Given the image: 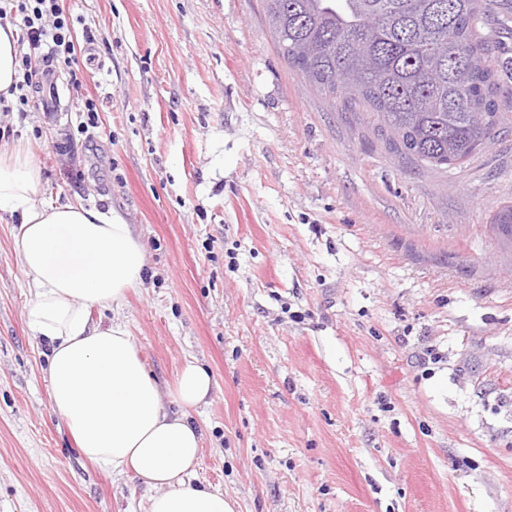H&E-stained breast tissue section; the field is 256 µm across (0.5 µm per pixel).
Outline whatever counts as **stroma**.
Wrapping results in <instances>:
<instances>
[{
  "label": "stroma",
  "mask_w": 512,
  "mask_h": 512,
  "mask_svg": "<svg viewBox=\"0 0 512 512\" xmlns=\"http://www.w3.org/2000/svg\"><path fill=\"white\" fill-rule=\"evenodd\" d=\"M63 6L82 82L60 69L56 112L26 87L0 145L28 143L46 198L133 224L145 285L101 318L160 384L190 355L210 369L200 481L237 512H512V246L489 229L512 106L432 171L289 67L263 0ZM19 222L0 213V512H146L50 408Z\"/></svg>",
  "instance_id": "1"
}]
</instances>
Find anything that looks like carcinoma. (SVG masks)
I'll use <instances>...</instances> for the list:
<instances>
[{
    "label": "carcinoma",
    "instance_id": "cac0c4a2",
    "mask_svg": "<svg viewBox=\"0 0 512 512\" xmlns=\"http://www.w3.org/2000/svg\"><path fill=\"white\" fill-rule=\"evenodd\" d=\"M483 0H265L288 63L323 95L377 115L401 154L432 167L458 164L502 125ZM512 243V205L491 221Z\"/></svg>",
    "mask_w": 512,
    "mask_h": 512
}]
</instances>
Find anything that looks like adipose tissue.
Masks as SVG:
<instances>
[{
    "mask_svg": "<svg viewBox=\"0 0 512 512\" xmlns=\"http://www.w3.org/2000/svg\"><path fill=\"white\" fill-rule=\"evenodd\" d=\"M0 212L21 217L16 262L31 301L27 324L45 344L50 408L89 461L152 489L149 512H236L237 503L197 478L203 434L193 410L214 388L197 358H186L162 391L127 325L93 311H117L142 287L146 254L118 214L45 199L27 145L0 149ZM179 409L167 411L163 394Z\"/></svg>",
    "mask_w": 512,
    "mask_h": 512,
    "instance_id": "adipose-tissue-1",
    "label": "adipose tissue"
}]
</instances>
